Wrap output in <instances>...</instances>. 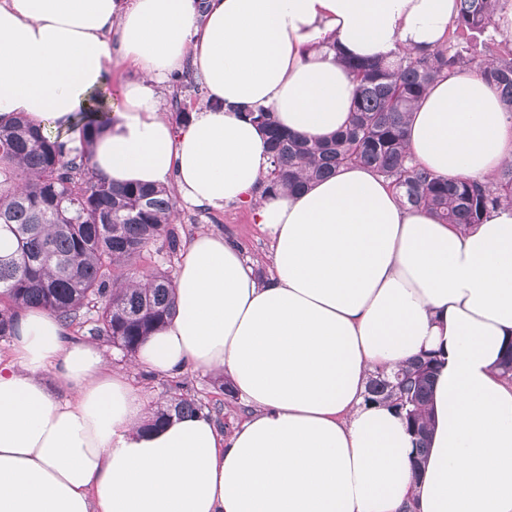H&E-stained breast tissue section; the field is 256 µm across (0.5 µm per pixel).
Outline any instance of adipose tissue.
I'll use <instances>...</instances> for the list:
<instances>
[{"label": "adipose tissue", "instance_id": "ef3b65f1", "mask_svg": "<svg viewBox=\"0 0 512 512\" xmlns=\"http://www.w3.org/2000/svg\"><path fill=\"white\" fill-rule=\"evenodd\" d=\"M454 16L455 0H208L202 14L194 0H0V118L54 122L81 146L72 115L121 61L140 77L88 143L91 169L193 206H252L271 242L261 278L222 235L186 241L177 313L135 355L160 377L223 375L247 409L228 436L204 413L145 429L142 397L95 344L20 311L0 358V512H512V379L497 369L512 341V207L444 224L361 166L258 196L266 136L239 114L330 137L355 92L339 55L433 49ZM187 63L212 105L177 126L158 88ZM407 143L434 175L489 182L512 161V112L455 68L413 110ZM432 349L445 362L417 476L404 420L364 395L376 372Z\"/></svg>", "mask_w": 512, "mask_h": 512}]
</instances>
